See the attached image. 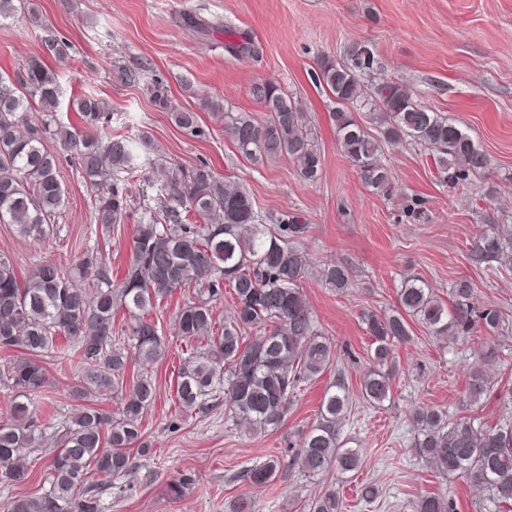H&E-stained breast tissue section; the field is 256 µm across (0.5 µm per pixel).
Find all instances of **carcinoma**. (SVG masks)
Returning a JSON list of instances; mask_svg holds the SVG:
<instances>
[{"label": "carcinoma", "mask_w": 512, "mask_h": 512, "mask_svg": "<svg viewBox=\"0 0 512 512\" xmlns=\"http://www.w3.org/2000/svg\"><path fill=\"white\" fill-rule=\"evenodd\" d=\"M24 0H0V18L25 10ZM28 19L38 30L44 53L62 60L68 43L32 9ZM379 67L367 46H351L340 59L320 62L318 81L336 100L331 119L341 149L362 183L383 191L390 183L384 146L410 141L433 152L438 174L453 186L466 187L489 165L487 155L448 118L415 99L405 86L384 80L370 89L363 76ZM252 96L267 112L259 124L206 98L199 110L224 112V132L244 156L286 157L297 163L307 181L320 178L321 156L298 104L281 87L263 80ZM82 126L57 119L60 85L42 59L32 58L18 78L0 76V224H12L18 235L39 243L65 206L66 192L58 157L44 141L51 137L77 156L87 186L95 193L96 233L108 241L128 215L132 182L152 150L145 137L105 133L108 104L94 95L76 98ZM367 112L364 125L351 110ZM177 126L199 133L196 113L172 111ZM150 186L160 204L144 209L132 238V262L119 282L100 247L88 248L70 267L39 261L23 277L0 255V389L10 392L11 417L0 421V488L25 484L27 459L42 447L46 430L54 429L55 448L46 465L49 488L39 497L9 496L4 512H105L103 495L115 481L133 474L137 458L150 455L143 441V413L156 400L149 373L128 376L129 356L142 365L165 355V336L152 318L178 290L201 288V295L176 312V334L193 345L178 369V410L206 413L224 404L234 422L262 431L277 428L299 385L318 377L335 361V351L310 316L303 281L308 259L299 247L307 224L289 215L278 224L263 223L249 191L226 181L202 164L185 169L161 162L152 167ZM471 259L499 268L512 266V228L488 224L473 239ZM325 286L352 287L350 268L328 263L319 273ZM234 299L233 318L220 324L214 303L224 288ZM445 304L433 288L409 279L398 293L399 308L380 318L368 317L375 347L364 373L361 393L379 405L389 398L391 377L385 366L391 346L410 339L407 318H415L434 336L453 340L477 328L493 334L502 328L501 311L477 308L473 288L457 282ZM126 313L116 324L118 312ZM259 334L243 335L247 329ZM67 365L79 381V401L72 415L54 427L41 409L42 395L53 385L46 363ZM470 401L489 396L491 381L480 367L468 371ZM120 396L114 417L95 407L103 396ZM350 409V393L340 383L327 392L314 425L302 433L290 465L309 476L359 469L357 448H345L339 431ZM415 452L439 473H460L485 490L493 502L512 507V421L495 427L471 418H452L434 407L412 414ZM280 460L270 458L242 472L250 485L266 486L278 476ZM195 484L183 474L169 485L182 498ZM309 512H342L336 488L310 503ZM415 512H455L443 495L418 499Z\"/></svg>", "instance_id": "cac0c4a2"}]
</instances>
